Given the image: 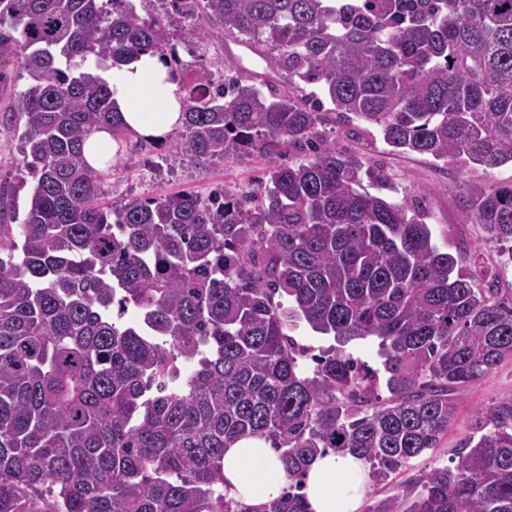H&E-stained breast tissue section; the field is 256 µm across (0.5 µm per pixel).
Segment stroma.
I'll list each match as a JSON object with an SVG mask.
<instances>
[{"mask_svg": "<svg viewBox=\"0 0 512 512\" xmlns=\"http://www.w3.org/2000/svg\"><path fill=\"white\" fill-rule=\"evenodd\" d=\"M182 60L194 61L197 67L216 70L224 55L222 41L199 45L193 25H185L177 34ZM21 128L0 122V183L24 177ZM337 150L349 153L369 151L377 167L388 176L383 191L392 200L404 196H421L422 205L441 244L449 250L465 245L476 249L484 267L499 270L498 287L512 294V265H505L500 246L490 243L481 225L467 223L463 217L460 192L465 184L478 183L492 189L512 183V165L494 169L470 166L465 171L444 165L432 157L416 153L390 151L382 143L366 145L364 140L345 133L332 136ZM157 155L146 149L137 153L123 149L102 174V202L118 205L134 198L160 196L172 192L209 193L224 185L250 186L268 167L264 158L250 156L216 160L205 168L176 159L156 165ZM512 395V359L503 361L493 371L466 387L458 397L457 413L438 448L413 459L411 468L392 474L388 481L369 485L366 504L395 496L410 474L429 471L448 464L459 441L470 431L475 411L492 400Z\"/></svg>", "mask_w": 512, "mask_h": 512, "instance_id": "1", "label": "stroma"}]
</instances>
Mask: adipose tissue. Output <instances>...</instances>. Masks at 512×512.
Segmentation results:
<instances>
[{
  "instance_id": "obj_1",
  "label": "adipose tissue",
  "mask_w": 512,
  "mask_h": 512,
  "mask_svg": "<svg viewBox=\"0 0 512 512\" xmlns=\"http://www.w3.org/2000/svg\"><path fill=\"white\" fill-rule=\"evenodd\" d=\"M88 68L100 70L107 82L122 134L160 143L181 127L180 82L159 56L144 53L102 70L92 60ZM222 468L225 495L255 512L279 499L290 483L280 450L258 437L240 439L225 449ZM368 484V471L360 460L329 451L311 463L304 493L310 512H359Z\"/></svg>"
}]
</instances>
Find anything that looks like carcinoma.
I'll list each match as a JSON object with an SVG mask.
<instances>
[{
  "instance_id": "1",
  "label": "carcinoma",
  "mask_w": 512,
  "mask_h": 512,
  "mask_svg": "<svg viewBox=\"0 0 512 512\" xmlns=\"http://www.w3.org/2000/svg\"><path fill=\"white\" fill-rule=\"evenodd\" d=\"M187 20L275 80L226 58L220 83L191 68L174 40ZM146 52L181 76L177 154L263 157L256 188L98 205L83 147L116 112L86 61ZM5 62L27 76L9 120L35 183L23 208L25 184L0 183V512H254L221 468L251 436L293 479L262 512H309L315 456L350 454L381 483L512 359V299L478 287L475 256L437 242L418 198L371 193L386 175L325 138L512 164V0H0ZM464 216L511 244L512 184L469 185ZM301 326L334 344L312 353L289 335ZM367 337L377 369L346 349ZM451 462L368 512H512L511 396Z\"/></svg>"
}]
</instances>
